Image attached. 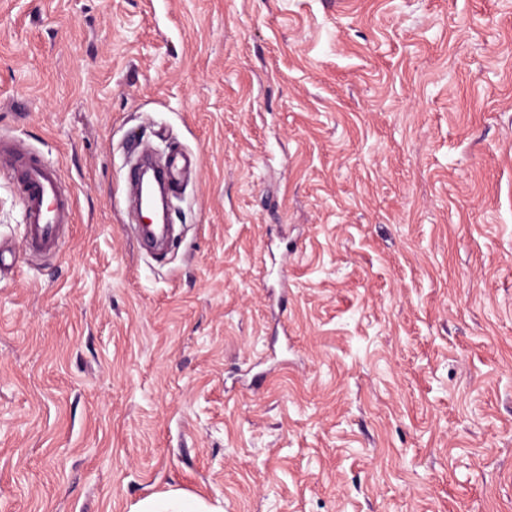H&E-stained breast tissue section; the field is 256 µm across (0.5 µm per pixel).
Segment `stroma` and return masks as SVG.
I'll return each mask as SVG.
<instances>
[{"mask_svg": "<svg viewBox=\"0 0 512 512\" xmlns=\"http://www.w3.org/2000/svg\"><path fill=\"white\" fill-rule=\"evenodd\" d=\"M1 134L0 512H512V0H0ZM1 170L6 168L23 203L26 248L33 253L57 255L61 229L69 224L72 201L56 167L41 155L0 139ZM195 162V156L183 151L173 152L169 155L163 170V178L169 190L175 191L179 188L182 173ZM198 502L192 498L177 495L140 501L132 512H199Z\"/></svg>", "mask_w": 512, "mask_h": 512, "instance_id": "obj_1", "label": "stroma"}]
</instances>
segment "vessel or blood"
<instances>
[{"label":"vessel or blood","instance_id":"obj_1","mask_svg":"<svg viewBox=\"0 0 512 512\" xmlns=\"http://www.w3.org/2000/svg\"><path fill=\"white\" fill-rule=\"evenodd\" d=\"M195 162V156L183 151L169 155L163 171L169 190L179 188L184 170ZM0 167L9 171L19 190L27 249L38 254H58L62 247L61 229L71 221L72 201L56 167L15 141L2 139Z\"/></svg>","mask_w":512,"mask_h":512}]
</instances>
